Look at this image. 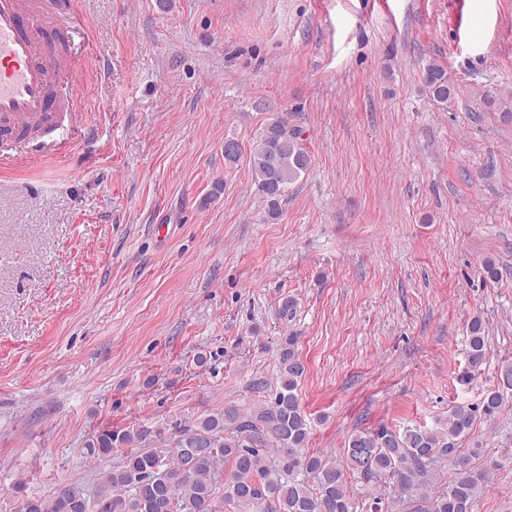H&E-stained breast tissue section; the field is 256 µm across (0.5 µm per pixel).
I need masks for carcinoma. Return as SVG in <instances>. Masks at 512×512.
Segmentation results:
<instances>
[{"instance_id": "carcinoma-1", "label": "carcinoma", "mask_w": 512, "mask_h": 512, "mask_svg": "<svg viewBox=\"0 0 512 512\" xmlns=\"http://www.w3.org/2000/svg\"><path fill=\"white\" fill-rule=\"evenodd\" d=\"M425 83L433 98L446 103L454 94L445 70L435 63L425 68ZM301 130L273 117L250 147L238 146L224 161L234 164L248 155L252 177L265 197L268 214L279 213L287 186L307 173L309 152L300 142ZM289 336L278 362L279 390L274 398L244 414L226 405L179 432L175 457L162 461L147 448L151 431L128 427L102 429L85 445L92 458L105 457L116 448H129L123 462L105 473L97 495L90 498L79 484L59 483L46 498L26 497L20 512H218L216 497L224 486V498L258 512H357L347 475L369 486L367 512H386L389 502L376 485L390 482L399 500L423 502L414 512H473L474 490L485 482L487 471L471 465L458 453L459 440L468 434L476 413L495 417L512 394V362L495 372L496 385L481 405L458 403L435 428L385 425L350 435L344 460L309 453L310 422L297 394L305 364ZM488 354L485 327L471 320L466 336V357L471 381L483 371ZM230 460L234 470L221 480L220 462ZM450 463L455 478L441 491L427 488L440 478L438 464Z\"/></svg>"}]
</instances>
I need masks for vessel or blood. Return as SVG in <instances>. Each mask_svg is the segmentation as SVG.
Instances as JSON below:
<instances>
[{
  "label": "vessel or blood",
  "mask_w": 512,
  "mask_h": 512,
  "mask_svg": "<svg viewBox=\"0 0 512 512\" xmlns=\"http://www.w3.org/2000/svg\"><path fill=\"white\" fill-rule=\"evenodd\" d=\"M44 0H0V134L52 112L49 90L65 83L76 60L52 52L53 31L40 23Z\"/></svg>",
  "instance_id": "1"
}]
</instances>
